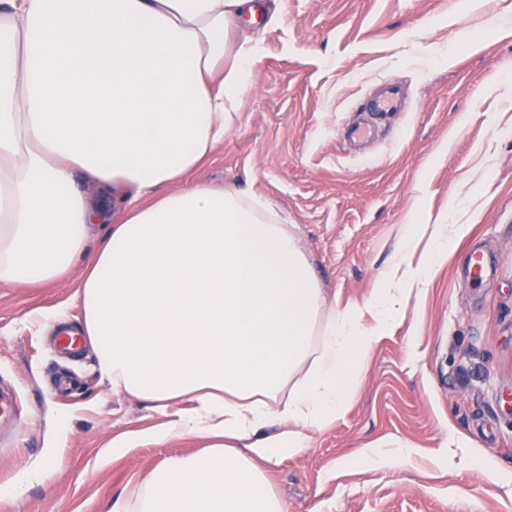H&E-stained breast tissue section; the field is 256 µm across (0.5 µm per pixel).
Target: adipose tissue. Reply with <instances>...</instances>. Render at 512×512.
I'll use <instances>...</instances> for the list:
<instances>
[{"mask_svg": "<svg viewBox=\"0 0 512 512\" xmlns=\"http://www.w3.org/2000/svg\"><path fill=\"white\" fill-rule=\"evenodd\" d=\"M275 21L264 0H0V283L63 284L84 259L73 298L103 379L173 414L166 435L211 441L112 512H287L261 462L344 414L470 231L411 216L369 302L328 314L271 203L191 182L250 85L256 49L230 33Z\"/></svg>", "mask_w": 512, "mask_h": 512, "instance_id": "1", "label": "adipose tissue"}]
</instances>
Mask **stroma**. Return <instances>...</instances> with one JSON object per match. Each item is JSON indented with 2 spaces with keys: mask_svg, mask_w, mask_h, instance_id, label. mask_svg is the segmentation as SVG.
<instances>
[{
  "mask_svg": "<svg viewBox=\"0 0 512 512\" xmlns=\"http://www.w3.org/2000/svg\"><path fill=\"white\" fill-rule=\"evenodd\" d=\"M270 2L275 27L232 34L259 48L250 88L192 181L271 202L340 310L370 300L416 204L472 231L375 346L345 413L264 463L269 484L288 512H512V0ZM384 83L406 109L377 139L345 143ZM475 252L488 262L479 283ZM71 295L0 284V382L23 403L16 444L0 450V512H111L124 489L206 447L148 441L166 417L113 393L92 351L64 359L52 327L25 324L38 310L77 322ZM365 448L381 460L354 464Z\"/></svg>",
  "mask_w": 512,
  "mask_h": 512,
  "instance_id": "stroma-1",
  "label": "stroma"
}]
</instances>
